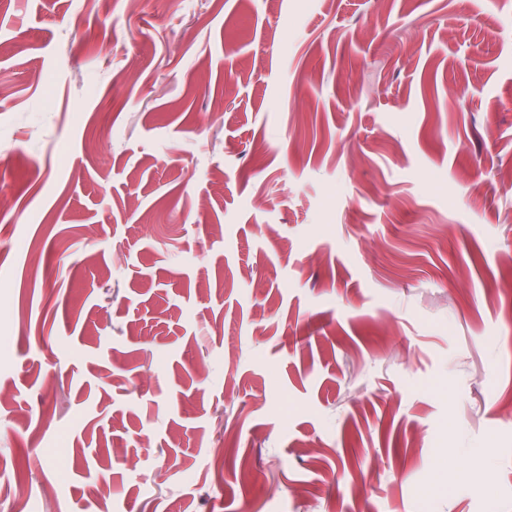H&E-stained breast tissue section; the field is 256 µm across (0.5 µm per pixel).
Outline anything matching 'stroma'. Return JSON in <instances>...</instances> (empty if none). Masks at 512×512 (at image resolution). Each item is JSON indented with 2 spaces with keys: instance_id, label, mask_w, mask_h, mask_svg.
Wrapping results in <instances>:
<instances>
[{
  "instance_id": "35a3bbf8",
  "label": "stroma",
  "mask_w": 512,
  "mask_h": 512,
  "mask_svg": "<svg viewBox=\"0 0 512 512\" xmlns=\"http://www.w3.org/2000/svg\"><path fill=\"white\" fill-rule=\"evenodd\" d=\"M382 2L0 0V512H512V0Z\"/></svg>"
}]
</instances>
